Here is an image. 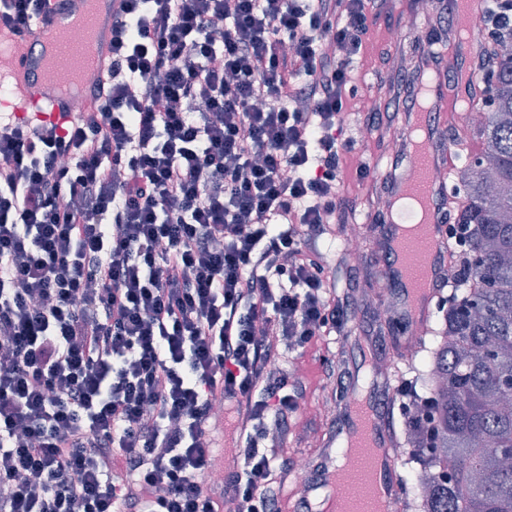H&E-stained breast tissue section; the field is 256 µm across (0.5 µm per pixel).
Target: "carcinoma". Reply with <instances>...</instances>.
Instances as JSON below:
<instances>
[{"label":"carcinoma","instance_id":"obj_1","mask_svg":"<svg viewBox=\"0 0 512 512\" xmlns=\"http://www.w3.org/2000/svg\"><path fill=\"white\" fill-rule=\"evenodd\" d=\"M490 45L498 69L491 108L474 128L484 158L459 170L473 258L457 270L443 328L422 337L417 395L434 399L436 439L411 433L400 455L403 493L417 512H512V54Z\"/></svg>","mask_w":512,"mask_h":512}]
</instances>
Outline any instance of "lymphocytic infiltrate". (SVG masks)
Wrapping results in <instances>:
<instances>
[{"instance_id":"lymphocytic-infiltrate-1","label":"lymphocytic infiltrate","mask_w":512,"mask_h":512,"mask_svg":"<svg viewBox=\"0 0 512 512\" xmlns=\"http://www.w3.org/2000/svg\"><path fill=\"white\" fill-rule=\"evenodd\" d=\"M49 5L0 0V29ZM371 25L365 0H123L95 111L0 123V512H282L286 356L352 333L327 247Z\"/></svg>"}]
</instances>
